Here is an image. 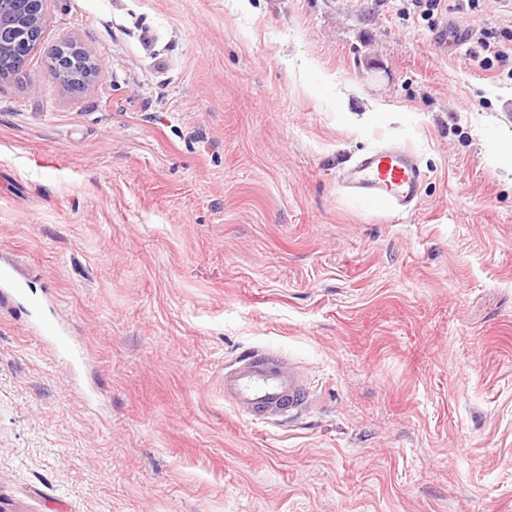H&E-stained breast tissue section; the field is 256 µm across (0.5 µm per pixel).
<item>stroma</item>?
I'll return each instance as SVG.
<instances>
[{
    "mask_svg": "<svg viewBox=\"0 0 512 512\" xmlns=\"http://www.w3.org/2000/svg\"><path fill=\"white\" fill-rule=\"evenodd\" d=\"M435 32L408 0H49L0 82V512H512V77ZM388 143L414 212L339 186ZM251 347L304 367L292 423L225 405ZM50 56L55 60L50 75L68 89L84 88L98 78L101 73L100 65L90 63V57L72 42L55 47ZM62 59L79 60L81 68L76 71L70 70L61 65Z\"/></svg>",
    "mask_w": 512,
    "mask_h": 512,
    "instance_id": "stroma-1",
    "label": "stroma"
}]
</instances>
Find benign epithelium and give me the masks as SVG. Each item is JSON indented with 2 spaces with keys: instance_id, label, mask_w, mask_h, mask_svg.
<instances>
[{
  "instance_id": "1",
  "label": "benign epithelium",
  "mask_w": 512,
  "mask_h": 512,
  "mask_svg": "<svg viewBox=\"0 0 512 512\" xmlns=\"http://www.w3.org/2000/svg\"><path fill=\"white\" fill-rule=\"evenodd\" d=\"M49 0H0V58L12 66L0 70V80L18 71L38 44ZM55 60L50 75L68 89H80L99 77L101 67L76 44L52 49Z\"/></svg>"
}]
</instances>
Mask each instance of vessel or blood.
<instances>
[{
    "instance_id": "obj_1",
    "label": "vessel or blood",
    "mask_w": 512,
    "mask_h": 512,
    "mask_svg": "<svg viewBox=\"0 0 512 512\" xmlns=\"http://www.w3.org/2000/svg\"><path fill=\"white\" fill-rule=\"evenodd\" d=\"M426 174L404 147L359 156L342 180L346 193L368 207L403 213L417 207ZM308 381L280 352L256 349L224 367V401L244 418L263 424L307 409Z\"/></svg>"
}]
</instances>
